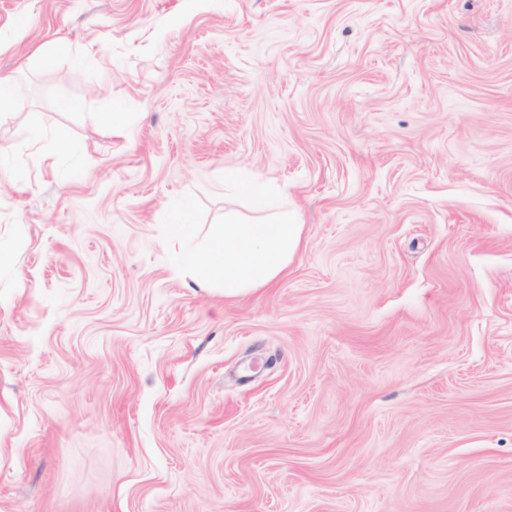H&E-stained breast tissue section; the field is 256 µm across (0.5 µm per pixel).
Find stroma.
Returning <instances> with one entry per match:
<instances>
[{
	"mask_svg": "<svg viewBox=\"0 0 512 512\" xmlns=\"http://www.w3.org/2000/svg\"><path fill=\"white\" fill-rule=\"evenodd\" d=\"M0 74V512H512V0H0ZM224 190L246 195L250 199L253 208L260 212H264L278 203L273 188L261 176L256 174L246 176L239 170L225 171ZM224 223L203 245L186 251L180 262L189 276L222 291L227 299L272 284L303 246L304 226L288 211L276 222Z\"/></svg>",
	"mask_w": 512,
	"mask_h": 512,
	"instance_id": "stroma-1",
	"label": "stroma"
}]
</instances>
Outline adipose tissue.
Segmentation results:
<instances>
[{
    "instance_id": "1",
    "label": "adipose tissue",
    "mask_w": 512,
    "mask_h": 512,
    "mask_svg": "<svg viewBox=\"0 0 512 512\" xmlns=\"http://www.w3.org/2000/svg\"><path fill=\"white\" fill-rule=\"evenodd\" d=\"M224 188L246 195L260 212L277 203L272 187L256 174L225 172ZM303 233L298 217L285 212L274 222L229 220L203 245L186 251L181 262L195 280L222 291L225 298H236L283 276L303 246Z\"/></svg>"
}]
</instances>
